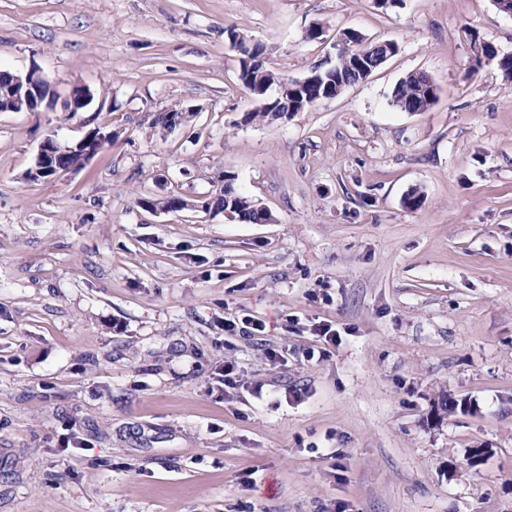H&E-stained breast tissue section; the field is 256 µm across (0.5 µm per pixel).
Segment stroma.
<instances>
[{
    "label": "stroma",
    "instance_id": "obj_1",
    "mask_svg": "<svg viewBox=\"0 0 512 512\" xmlns=\"http://www.w3.org/2000/svg\"><path fill=\"white\" fill-rule=\"evenodd\" d=\"M230 27L288 80L348 29L398 51L250 122ZM477 41L512 52L493 0H0V70L93 93L0 112V512H512V79ZM413 71L424 112L392 103ZM174 106L199 112L155 125ZM97 125L84 169L24 180L45 137ZM223 173L270 223L145 206ZM247 317L264 331H224ZM321 321L342 342L304 361Z\"/></svg>",
    "mask_w": 512,
    "mask_h": 512
}]
</instances>
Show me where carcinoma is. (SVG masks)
Returning <instances> with one entry per match:
<instances>
[{
	"label": "carcinoma",
	"mask_w": 512,
	"mask_h": 512,
	"mask_svg": "<svg viewBox=\"0 0 512 512\" xmlns=\"http://www.w3.org/2000/svg\"><path fill=\"white\" fill-rule=\"evenodd\" d=\"M375 42L359 36H349L339 45L336 65L320 70L324 79L331 82L332 87L341 93L346 88L367 77V72L378 69L385 60L373 50ZM264 48L255 45L254 51L247 58H240V80L254 91L257 98L256 108L250 112L247 119L268 118L280 113H286L295 108L305 98H314L318 89L305 87L301 90H290L288 94L269 98L268 89L279 78L269 70L263 60ZM415 76L405 78L393 98V104L406 112L428 109L435 101L437 94L426 96V90L421 85H412ZM211 205L217 210H228L241 222L251 224H266L271 215L258 207L249 198L241 194L234 186L233 178H224V188L221 194L211 198Z\"/></svg>",
	"instance_id": "cac0c4a2"
}]
</instances>
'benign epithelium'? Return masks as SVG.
<instances>
[{
    "label": "benign epithelium",
    "mask_w": 512,
    "mask_h": 512,
    "mask_svg": "<svg viewBox=\"0 0 512 512\" xmlns=\"http://www.w3.org/2000/svg\"><path fill=\"white\" fill-rule=\"evenodd\" d=\"M57 98L53 84L41 73L32 68L25 73H9L0 81V112H40L54 107ZM92 102V92L85 85L74 86L64 103L73 112H85ZM112 142V132L103 127L87 130L79 139L61 143L53 137H46L40 143L34 162L24 173V179L39 181L41 175L53 170L71 172L73 168H63L66 155L78 148L83 158L90 161L105 145Z\"/></svg>",
    "instance_id": "1"
}]
</instances>
